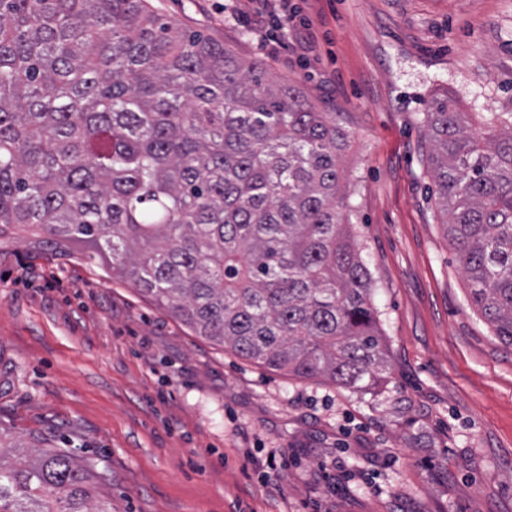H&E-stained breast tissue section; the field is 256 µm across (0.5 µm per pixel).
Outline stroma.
<instances>
[{
	"mask_svg": "<svg viewBox=\"0 0 512 512\" xmlns=\"http://www.w3.org/2000/svg\"><path fill=\"white\" fill-rule=\"evenodd\" d=\"M348 134L341 185L388 370L356 391L214 346L83 259L0 244V431L95 458L116 512H512V347L468 305L429 174L433 98L512 112V0H151ZM287 461L276 477L270 461Z\"/></svg>",
	"mask_w": 512,
	"mask_h": 512,
	"instance_id": "1",
	"label": "stroma"
}]
</instances>
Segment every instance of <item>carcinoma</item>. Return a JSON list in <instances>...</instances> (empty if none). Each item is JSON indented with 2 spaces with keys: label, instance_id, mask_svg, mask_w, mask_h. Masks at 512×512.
<instances>
[{
  "label": "carcinoma",
  "instance_id": "1",
  "mask_svg": "<svg viewBox=\"0 0 512 512\" xmlns=\"http://www.w3.org/2000/svg\"><path fill=\"white\" fill-rule=\"evenodd\" d=\"M430 174L469 303L512 346V113L438 98ZM346 135L149 0H0V241L74 250L193 335L369 390L387 360L340 184ZM98 462L0 435V512H112Z\"/></svg>",
  "mask_w": 512,
  "mask_h": 512
}]
</instances>
